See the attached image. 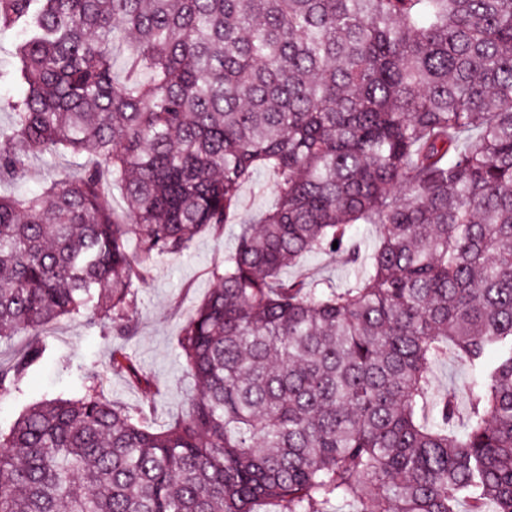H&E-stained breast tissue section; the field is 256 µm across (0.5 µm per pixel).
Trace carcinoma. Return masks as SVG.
Returning a JSON list of instances; mask_svg holds the SVG:
<instances>
[{
    "label": "carcinoma",
    "mask_w": 512,
    "mask_h": 512,
    "mask_svg": "<svg viewBox=\"0 0 512 512\" xmlns=\"http://www.w3.org/2000/svg\"><path fill=\"white\" fill-rule=\"evenodd\" d=\"M7 32L0 181L94 162L0 194V342L31 336L0 397L51 322L94 300L130 336L155 260L240 232L181 330L189 413L155 431L93 386L28 406L0 512H512V0H0ZM260 169L276 203L246 223ZM309 254L344 256L346 284L280 277ZM450 350L461 432L453 394L424 415ZM109 368L150 385L124 352ZM86 158L76 161L67 156L57 157L52 162L33 158L27 163L22 175L13 183L0 188L2 194L32 195L40 194L46 182L51 178H66L76 171V163H85ZM432 375L434 395L442 396L448 393V390L456 389L459 394V407L463 412L466 404L463 385L468 379L467 366L449 353L448 359H442L433 365Z\"/></svg>",
    "instance_id": "cac0c4a2"
}]
</instances>
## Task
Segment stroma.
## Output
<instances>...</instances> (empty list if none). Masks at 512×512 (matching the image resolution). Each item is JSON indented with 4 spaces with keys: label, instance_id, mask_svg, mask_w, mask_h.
Masks as SVG:
<instances>
[{
    "label": "stroma",
    "instance_id": "stroma-1",
    "mask_svg": "<svg viewBox=\"0 0 512 512\" xmlns=\"http://www.w3.org/2000/svg\"><path fill=\"white\" fill-rule=\"evenodd\" d=\"M76 171L67 156L52 161L29 160L22 175L0 186L14 195L41 193L50 178H65ZM239 228L226 225L223 232L199 236L189 254L158 260L151 278L135 290L129 313L136 332L119 336L103 327L93 313L63 319L51 328L52 354L20 384L18 391L0 398V430H8L21 409L34 401L83 392V384L96 380L100 393L150 427L164 429L185 415L195 393L177 347V338L191 307L203 300L214 285L213 273L237 243ZM348 267L339 255H312L283 271V278L306 277L343 283ZM126 352L150 388L130 384L123 372L110 370L113 350Z\"/></svg>",
    "mask_w": 512,
    "mask_h": 512
}]
</instances>
